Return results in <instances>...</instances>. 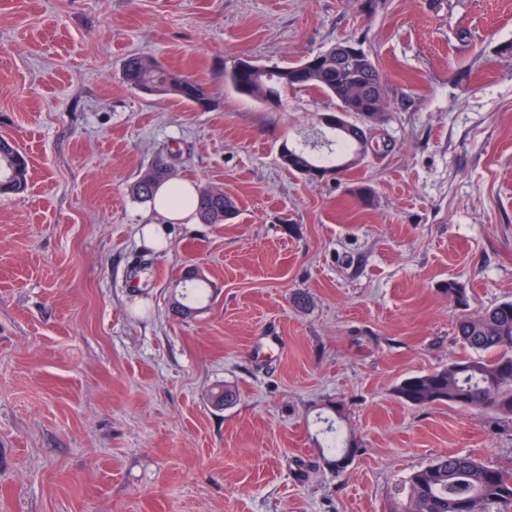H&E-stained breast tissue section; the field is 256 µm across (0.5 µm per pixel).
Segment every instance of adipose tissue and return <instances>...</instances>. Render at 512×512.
<instances>
[{
    "label": "adipose tissue",
    "instance_id": "1",
    "mask_svg": "<svg viewBox=\"0 0 512 512\" xmlns=\"http://www.w3.org/2000/svg\"><path fill=\"white\" fill-rule=\"evenodd\" d=\"M195 195V186L187 181L160 185L152 201L155 219L142 229L145 241L150 244L162 242L166 225L192 223L196 213L193 203Z\"/></svg>",
    "mask_w": 512,
    "mask_h": 512
}]
</instances>
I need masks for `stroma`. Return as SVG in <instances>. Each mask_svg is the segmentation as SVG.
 <instances>
[{"mask_svg":"<svg viewBox=\"0 0 512 512\" xmlns=\"http://www.w3.org/2000/svg\"><path fill=\"white\" fill-rule=\"evenodd\" d=\"M344 39L390 109L360 164L310 183L279 148L332 102L275 108L224 73ZM133 53L214 105L127 87ZM0 134L31 161L0 199V512H388L439 455L512 467V420L393 393L464 353L445 282L474 312L512 300V0H0ZM168 150L237 215L151 251L131 186ZM273 326L284 352L254 363ZM337 402L359 444L340 473L316 422Z\"/></svg>","mask_w":512,"mask_h":512,"instance_id":"1","label":"stroma"}]
</instances>
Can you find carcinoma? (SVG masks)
<instances>
[{"mask_svg": "<svg viewBox=\"0 0 512 512\" xmlns=\"http://www.w3.org/2000/svg\"><path fill=\"white\" fill-rule=\"evenodd\" d=\"M235 91L262 103L272 96L282 103L293 89H315L336 104H344L355 121L345 133L334 132L325 140V155L317 156L283 142L279 160L285 168L310 181L312 171L322 169L328 177L351 169L346 160L361 148H372L374 130L385 115L374 117L365 110V97L388 94L386 83L375 63L363 55H338L332 48L288 66L271 68L266 74L245 70L224 74ZM122 80L136 90L172 96L201 109L214 100L206 84L177 71L166 70L153 57L131 54L122 64ZM171 156L156 155L140 173L132 187L143 201L153 198L156 188L172 180ZM29 161L25 151L10 137L0 135V196L17 195L27 188ZM197 216L203 224H222L235 217L236 204L219 189L198 192ZM448 300L461 308L456 322L457 336L472 354L448 365L404 378L395 394L403 402L426 407L448 404L482 416L512 419V300L497 303L482 312H469V297L463 285L450 280L441 288ZM358 451L355 440L338 441L327 447L328 464L338 473ZM406 498L396 501L390 512H512V469L481 462L470 455L453 453L438 456L405 480Z\"/></svg>", "mask_w": 512, "mask_h": 512, "instance_id": "1", "label": "carcinoma"}]
</instances>
